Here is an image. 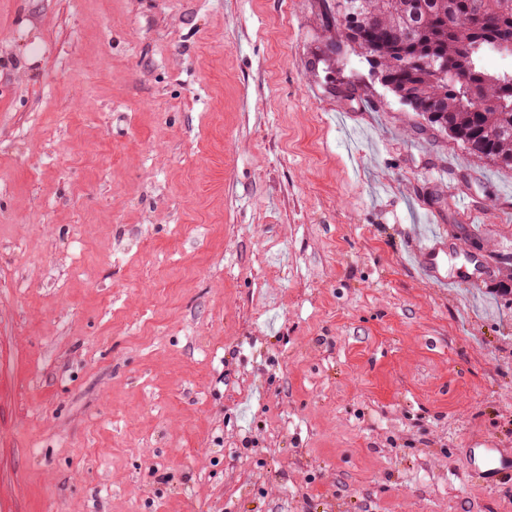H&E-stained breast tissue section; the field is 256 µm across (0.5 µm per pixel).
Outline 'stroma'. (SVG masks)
<instances>
[{
  "mask_svg": "<svg viewBox=\"0 0 512 512\" xmlns=\"http://www.w3.org/2000/svg\"><path fill=\"white\" fill-rule=\"evenodd\" d=\"M321 10L0 0V512H512V170ZM448 256L447 243L441 242V236H433L429 244L425 245L415 254V262L426 280L436 281L439 286L448 287V283L457 284L455 278H448L444 273V260ZM466 467L483 482L494 484L512 478V452L498 448L493 442L481 441L469 449Z\"/></svg>",
  "mask_w": 512,
  "mask_h": 512,
  "instance_id": "35a3bbf8",
  "label": "stroma"
}]
</instances>
